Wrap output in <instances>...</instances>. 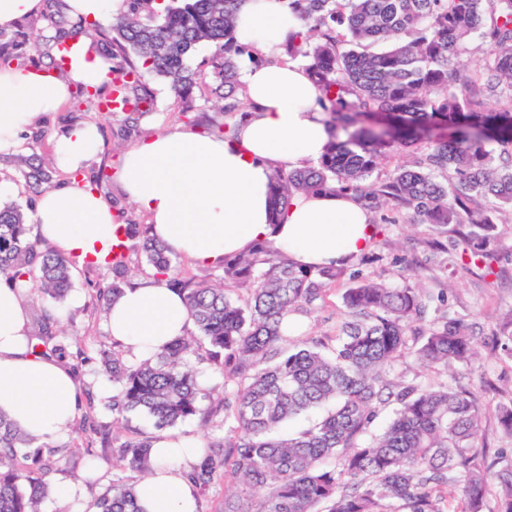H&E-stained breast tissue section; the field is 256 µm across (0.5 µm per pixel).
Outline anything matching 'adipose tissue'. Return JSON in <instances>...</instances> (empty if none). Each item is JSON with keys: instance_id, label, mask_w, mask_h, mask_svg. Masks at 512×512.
<instances>
[{"instance_id": "ef3b65f1", "label": "adipose tissue", "mask_w": 512, "mask_h": 512, "mask_svg": "<svg viewBox=\"0 0 512 512\" xmlns=\"http://www.w3.org/2000/svg\"><path fill=\"white\" fill-rule=\"evenodd\" d=\"M301 22L288 0H242L236 36L250 53L241 62L248 115L235 133L174 127L141 138L115 173L119 191L147 212L151 234L170 252L202 266L268 242L304 267L348 266L370 245V212L354 195L325 191L296 195L272 223L271 176L276 167L301 168L331 143L319 93L305 66L285 54ZM110 64L74 47L65 74L36 67L0 70V153L13 151L21 130L60 110L74 85L109 81ZM94 125L54 137L59 170L70 172L98 150ZM35 233L65 256L104 263L121 234L111 201L71 182L43 193L30 216ZM192 325L183 297L167 282L139 277L125 286L107 315L106 329L129 359L149 358ZM28 291L0 281V413L39 443L63 440L78 415L82 388L57 360L32 354ZM154 472L135 488L144 512H197L188 475L201 456L199 442L163 433L151 442Z\"/></svg>"}]
</instances>
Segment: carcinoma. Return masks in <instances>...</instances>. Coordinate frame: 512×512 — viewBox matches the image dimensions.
<instances>
[{
  "label": "carcinoma",
  "instance_id": "obj_1",
  "mask_svg": "<svg viewBox=\"0 0 512 512\" xmlns=\"http://www.w3.org/2000/svg\"><path fill=\"white\" fill-rule=\"evenodd\" d=\"M124 0L90 46L109 47V87H120L130 108L116 139L136 130L150 98L149 73L179 98L204 85L224 101V134L246 115L234 56L242 0ZM303 31L286 44L312 73L334 141L316 164L278 168L272 176L273 215L297 194L329 186L353 193L385 224H425L429 248L462 256L475 266L494 258L498 226L512 224V0H290ZM483 56L476 69L458 66L472 37ZM216 51L210 74L189 65L197 47ZM0 54V64L26 68ZM106 87H80L79 103L105 114ZM494 142L500 150H489ZM407 160L372 178L388 151ZM10 166L26 185L52 180L50 158L17 155ZM17 203L0 206V277L30 288L33 349L61 352L60 320L44 303L60 304L72 287L70 262L29 234ZM465 232L448 237L450 227ZM137 249L157 277L177 289L198 335L173 341L138 363L123 351L102 353L112 381L113 427L137 412L173 427L196 416L211 421L202 402L214 393L199 386L190 358L205 350L224 383L219 404L224 438L208 445L192 473L204 495L218 475L237 486L222 512H512V458L487 461L478 448L482 410L473 392L446 380L423 385L391 377L410 355L448 371L472 363L471 326L448 314L445 299L421 288L375 282L346 267L296 266L261 242L247 254L224 257L202 276H186L165 246L146 236ZM129 265L112 262L105 301L128 284ZM334 284L344 321L336 336L290 341L284 319L306 310ZM246 296L232 297V287ZM439 301V306L431 304ZM434 316L428 317L429 310ZM499 345L512 359V310L500 324ZM324 413L294 433L285 424L313 410ZM501 433L512 440V398L495 407ZM0 414V512H39L48 494L42 449ZM118 466L136 477L149 469V443L128 437L113 445ZM134 482L118 481L94 512H140Z\"/></svg>",
  "mask_w": 512,
  "mask_h": 512
}]
</instances>
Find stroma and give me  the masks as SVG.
I'll return each mask as SVG.
<instances>
[{
  "mask_svg": "<svg viewBox=\"0 0 512 512\" xmlns=\"http://www.w3.org/2000/svg\"><path fill=\"white\" fill-rule=\"evenodd\" d=\"M55 29L42 15L20 19L0 40V52L25 56L32 42L41 45V63H48ZM145 81L154 96L150 114L144 116L131 140H139L148 133L184 125L183 111H190L201 126L223 123L220 104L207 90L195 92L191 105L177 98L162 79L149 75ZM95 120L91 108L80 105L77 99L58 112L52 113L39 124L21 135L20 153L53 152V138L63 129ZM96 121V120H95ZM123 121L122 116L98 122L99 149L81 168L80 174L95 181L99 172H114L123 151L116 148L114 133ZM377 235L370 265L354 264V271L380 278L399 286L411 285L428 289L431 294L444 295L449 314L465 317L472 326L477 360L471 365H455L453 372L461 381L478 392L483 417L478 432V445L486 446L489 453H511L512 443L502 439L494 415L498 401L512 397V360L501 355L496 348V335L501 317L512 309V224L502 225V239L496 249L497 259L491 267H476L452 262L447 254L423 249L421 242L427 229L421 224H377ZM73 283L68 299L62 303L61 329L65 336L62 363L73 373L84 389L79 411L81 419H88L91 428L83 430L74 424L68 439L58 443L59 454L66 463L47 471L44 476L50 487L42 501L40 512H58L62 503L55 491L64 479L81 487L80 494L71 504L73 512H89L94 501L122 472L112 454V413L106 406L101 388L107 377L100 363V350L114 349L115 344L105 331L106 313L99 295L100 288L112 280L110 268L91 264H74ZM340 286H332L319 307L302 313V326L308 335L317 337L334 334L343 314ZM96 460L97 473H90L89 460Z\"/></svg>",
  "mask_w": 512,
  "mask_h": 512,
  "instance_id": "obj_1",
  "label": "stroma"
}]
</instances>
